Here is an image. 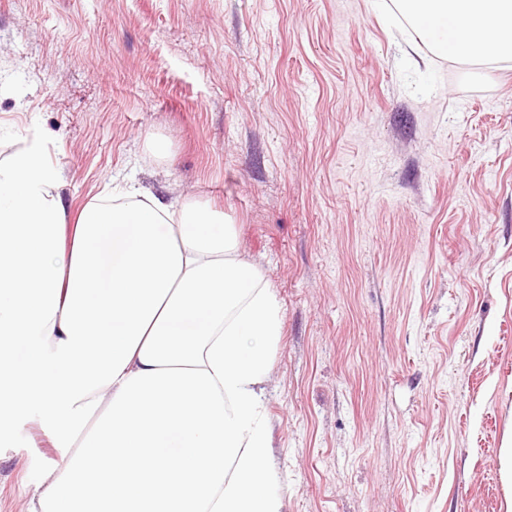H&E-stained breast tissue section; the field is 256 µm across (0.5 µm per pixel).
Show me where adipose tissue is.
Here are the masks:
<instances>
[{"label": "adipose tissue", "instance_id": "1", "mask_svg": "<svg viewBox=\"0 0 512 512\" xmlns=\"http://www.w3.org/2000/svg\"><path fill=\"white\" fill-rule=\"evenodd\" d=\"M435 52L512 60V0H396ZM40 139L0 160V440L62 448L25 512H281L264 385L280 306L232 225L130 184L68 225Z\"/></svg>", "mask_w": 512, "mask_h": 512}]
</instances>
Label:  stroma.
<instances>
[{
  "label": "stroma",
  "mask_w": 512,
  "mask_h": 512,
  "mask_svg": "<svg viewBox=\"0 0 512 512\" xmlns=\"http://www.w3.org/2000/svg\"><path fill=\"white\" fill-rule=\"evenodd\" d=\"M34 135L70 216L132 180L233 225L281 308L282 512H506L512 61L393 0H0V160ZM61 457L18 416L0 512Z\"/></svg>",
  "instance_id": "stroma-1"
}]
</instances>
